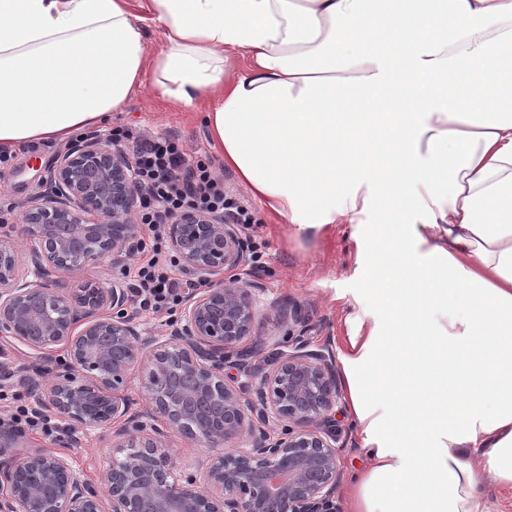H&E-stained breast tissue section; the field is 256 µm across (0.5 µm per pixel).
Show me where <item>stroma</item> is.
I'll use <instances>...</instances> for the list:
<instances>
[{
	"instance_id": "35a3bbf8",
	"label": "stroma",
	"mask_w": 512,
	"mask_h": 512,
	"mask_svg": "<svg viewBox=\"0 0 512 512\" xmlns=\"http://www.w3.org/2000/svg\"><path fill=\"white\" fill-rule=\"evenodd\" d=\"M114 127L174 137L192 157L209 162L213 172L223 176L238 194L247 192L212 149L203 112L175 109L142 92L134 95L122 111L114 113L111 124L100 126L99 131L106 135ZM66 148V143L57 141L31 143L12 151L7 161L0 163V204L11 209L9 223L0 226L1 236L10 235L12 225L21 223L26 201L40 190V175ZM255 213L259 225L256 230L247 231L245 248L256 251L259 262L246 264L245 269L258 313L257 336L268 343L282 339L286 333L284 323L295 312L304 321L311 348L328 344L334 353H341L351 328L369 322L378 308L377 295L357 263V227L329 224L318 231L299 232L263 206H256ZM138 257L134 251L115 264L107 259L89 262L67 273L65 282L74 289L109 287L122 281L123 270ZM0 349L8 355L9 369L18 383L28 375L46 383L61 369L60 362L38 360L30 351L5 339H0ZM22 441L31 448L68 453L74 466L93 480L112 459V440L106 432L81 435L74 443L28 431Z\"/></svg>"
}]
</instances>
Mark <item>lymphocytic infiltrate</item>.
Segmentation results:
<instances>
[{
  "mask_svg": "<svg viewBox=\"0 0 512 512\" xmlns=\"http://www.w3.org/2000/svg\"><path fill=\"white\" fill-rule=\"evenodd\" d=\"M114 142L131 141L143 195L139 220L153 240H160L170 219L185 209L224 213L228 222L252 228L256 222L248 202L231 197L223 181L212 176L204 161H189L179 145L167 137L133 138L111 130ZM140 309L148 315L172 313L194 284L174 274L160 251H153L133 270Z\"/></svg>",
  "mask_w": 512,
  "mask_h": 512,
  "instance_id": "1",
  "label": "lymphocytic infiltrate"
}]
</instances>
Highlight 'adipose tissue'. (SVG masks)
I'll use <instances>...</instances> for the list:
<instances>
[{"instance_id":"obj_1","label":"adipose tissue","mask_w":512,"mask_h":512,"mask_svg":"<svg viewBox=\"0 0 512 512\" xmlns=\"http://www.w3.org/2000/svg\"><path fill=\"white\" fill-rule=\"evenodd\" d=\"M163 37L147 54L145 26ZM146 91L297 229L361 227L348 512L512 493V0H0V152Z\"/></svg>"}]
</instances>
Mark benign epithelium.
Here are the masks:
<instances>
[{"label": "benign epithelium", "instance_id": "benign-epithelium-1", "mask_svg": "<svg viewBox=\"0 0 512 512\" xmlns=\"http://www.w3.org/2000/svg\"><path fill=\"white\" fill-rule=\"evenodd\" d=\"M41 186L16 226L30 241L24 255L0 239V338L46 359L66 354L62 371L37 387L36 408L75 432L112 429L115 462L94 485L67 454L20 452V434L1 427L0 512H331L341 447L330 412L342 390L332 347L309 349L301 331L258 381L224 379L257 324L251 289L215 283L246 263L238 226L191 209L171 221L173 249L206 288L189 296L167 336L148 337L124 285L63 282L134 247L141 188L129 154L101 133L85 136ZM135 376L142 418L124 394ZM170 432L208 448L205 460L177 465Z\"/></svg>", "mask_w": 512, "mask_h": 512}]
</instances>
